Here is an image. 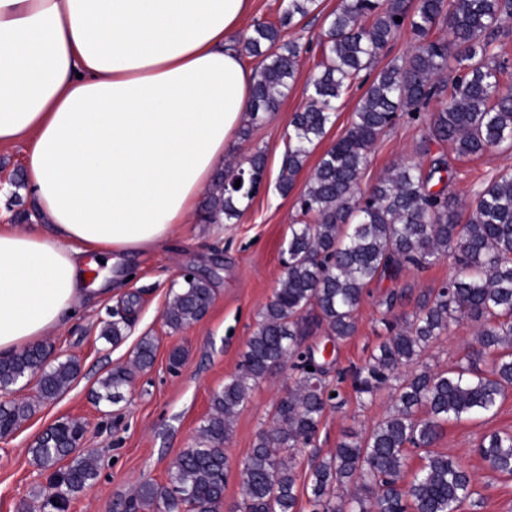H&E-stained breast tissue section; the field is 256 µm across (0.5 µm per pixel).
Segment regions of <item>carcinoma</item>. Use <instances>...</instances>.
Listing matches in <instances>:
<instances>
[{
	"label": "carcinoma",
	"instance_id": "carcinoma-1",
	"mask_svg": "<svg viewBox=\"0 0 512 512\" xmlns=\"http://www.w3.org/2000/svg\"><path fill=\"white\" fill-rule=\"evenodd\" d=\"M319 0H287L279 24L257 22L241 41V52L261 58L248 114L278 110L298 66L300 46L282 39L298 17L315 12ZM402 21H396V18ZM512 22V0H341L325 18L317 73L304 89L306 105L295 113L280 185L288 190L312 149L326 137L327 126L347 92L372 72L380 51L403 27L416 41L414 53L375 73L360 97L349 128L321 155L299 198L311 221L294 224L288 238V269L261 312L237 371L211 399L213 413L201 426L193 448L183 453L170 474V486H140L123 512H221L228 461L222 445L249 391L273 370L290 362L298 372L295 387L281 398L268 430L260 433L239 470V512H297V476L293 451L312 444L321 418L335 406L338 388L327 371L303 347L304 321L311 312L327 337L344 340L357 329L366 288L376 279L396 276L409 264L424 269L453 258L459 273L410 317L383 319L386 337L365 364L351 373L355 390L374 397L390 391L394 410L362 437L341 442L336 451L311 467L306 486L312 512H459L473 495L472 480L461 462L432 450L451 420L493 411L512 388V170L491 179L475 194L471 215L458 223L456 198L448 192L454 171L443 155L429 164L400 162L372 186L361 189L373 146L396 119H420L433 102L427 141L449 143L459 157L490 149L512 150V76L500 58L497 37ZM444 25L452 39L434 37ZM456 74L444 78L449 59ZM264 157L254 154L247 167L219 174L208 190L202 219L231 222L259 190ZM245 182L236 186L239 173ZM213 289L192 277L172 290L166 324L181 329L208 312ZM463 320L479 324L474 343L457 367L433 370L419 363L424 352ZM128 323H107L101 338L119 342ZM154 340L137 345L134 366L144 370L155 358ZM495 354L488 371L478 362ZM313 370H307V367ZM80 371L68 359L46 364L43 347L33 345L0 357V391L35 376L41 398L53 400ZM118 366L100 381L97 398L119 401L131 379ZM25 401L0 403V435L19 427L32 414ZM84 428L61 421L36 441L33 457L53 470L54 498L65 505L97 476L93 453L78 450ZM425 450L424 463L403 482L408 447ZM488 467L512 475V433H495L479 446ZM354 486L349 497L336 489Z\"/></svg>",
	"mask_w": 512,
	"mask_h": 512
}]
</instances>
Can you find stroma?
<instances>
[{
  "mask_svg": "<svg viewBox=\"0 0 512 512\" xmlns=\"http://www.w3.org/2000/svg\"><path fill=\"white\" fill-rule=\"evenodd\" d=\"M339 4L340 0H321L315 13L283 31L285 39L296 41L302 49L295 83L278 111L265 115L250 137L237 140L230 153L240 162L257 152L265 157V185L242 216L231 224L193 217L190 223L178 225L166 244L99 265L103 279L112 284L111 295L88 290L79 311L42 341L49 364L78 359L80 372L70 387L45 402L40 401L33 380L21 381L9 393L0 392V402L12 399L36 405L20 428L0 437V512H16L21 506L26 512H38L39 498L53 493L50 471L34 461L30 450L39 436L66 419L83 424L84 448L99 454L96 479L70 499L66 512H118L119 504L128 501L142 483L168 486L175 461L194 445L211 413L213 393L235 373L260 313L283 277L290 229L301 219L297 200L321 156L313 151L292 188L281 193L288 130L294 113L306 103L303 90L314 74L324 19ZM430 119L425 112L418 121L403 118L387 129L373 148L362 187L385 177L399 162L421 160L422 149L452 155L450 144H424ZM26 149L21 142L0 146V215L8 228L23 227L20 212H36L27 182ZM510 167L512 154L499 150L456 162L457 175L449 191L460 204V219H468L473 193ZM186 270L210 280L214 299L202 320L175 331L167 326L164 310L172 286ZM455 272L447 258L425 270L408 266L398 278L373 282L358 311L355 334L335 346L328 380L365 362L384 334L383 318L392 313L412 315L423 296L438 290ZM389 296L394 299L390 305L385 302ZM116 313L127 317L129 326L125 338L112 344L101 339L100 331ZM477 330L469 321L450 323L423 355V363L436 370L455 367ZM146 335L157 344L153 365L134 373L119 403L97 400L100 380L113 368L127 365ZM177 348L184 351L185 359L173 371L169 356ZM296 377L290 366H283L253 387L240 407L224 444L229 463L225 512H235L241 500L239 469L257 435L268 429L277 402L294 388ZM339 401L338 407L326 410L314 443L295 455L298 512L310 510L306 484L313 460L335 452L347 436L366 433L392 405L388 394L362 397L348 382L340 387ZM495 432H512V391L495 412L445 424L434 445L435 450L459 458L471 475L474 494L460 512H512V477L491 471L477 452Z\"/></svg>",
  "mask_w": 512,
  "mask_h": 512,
  "instance_id": "obj_1",
  "label": "stroma"
}]
</instances>
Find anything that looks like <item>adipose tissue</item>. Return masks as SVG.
Here are the masks:
<instances>
[{"mask_svg":"<svg viewBox=\"0 0 512 512\" xmlns=\"http://www.w3.org/2000/svg\"><path fill=\"white\" fill-rule=\"evenodd\" d=\"M252 0H0V143L27 144L40 223L0 230V353L85 297L83 257L188 223L257 82L224 38Z\"/></svg>","mask_w":512,"mask_h":512,"instance_id":"adipose-tissue-1","label":"adipose tissue"}]
</instances>
